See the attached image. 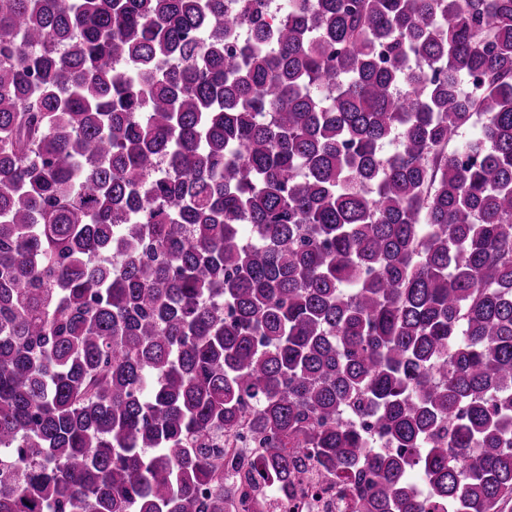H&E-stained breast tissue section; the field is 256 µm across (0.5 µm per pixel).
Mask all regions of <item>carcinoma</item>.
<instances>
[{"instance_id":"carcinoma-1","label":"carcinoma","mask_w":512,"mask_h":512,"mask_svg":"<svg viewBox=\"0 0 512 512\" xmlns=\"http://www.w3.org/2000/svg\"><path fill=\"white\" fill-rule=\"evenodd\" d=\"M224 2L0 0V512H512V0ZM318 467L306 464L294 474L288 497L267 501L268 512H340L349 511V500L336 484V479L320 477Z\"/></svg>"}]
</instances>
